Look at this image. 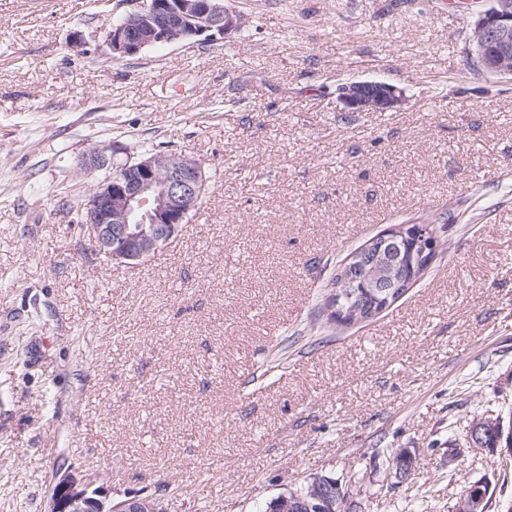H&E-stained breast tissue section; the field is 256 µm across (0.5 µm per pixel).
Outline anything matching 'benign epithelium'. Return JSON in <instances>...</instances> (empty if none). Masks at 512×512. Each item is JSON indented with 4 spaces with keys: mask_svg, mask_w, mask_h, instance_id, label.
Listing matches in <instances>:
<instances>
[{
    "mask_svg": "<svg viewBox=\"0 0 512 512\" xmlns=\"http://www.w3.org/2000/svg\"><path fill=\"white\" fill-rule=\"evenodd\" d=\"M129 10L107 31L110 59H122L156 45L200 44L225 38L241 27V17L224 0H128ZM471 55L487 74L512 75V8L487 11L477 19L471 37ZM340 101L349 112H374L395 108L405 97L386 82L355 81L342 88ZM110 164L104 152L93 149L84 159L92 172ZM206 184L201 161L183 155L180 162L162 152L127 157L117 173L98 183L85 199L84 222L93 252L112 263L138 266L162 248L188 223ZM416 230L402 227L370 240L343 264L347 271L373 266L379 273L367 284V294L384 301L395 299L408 287L404 264L414 255L431 251ZM504 420L479 419L466 429L465 441L473 453L487 451L486 435L503 427ZM403 455L394 451L388 459L386 479H402ZM283 512H358L338 481L315 476L299 492L282 498ZM47 512H161L147 499L106 501L97 489L70 473L54 485ZM456 512H487V493L475 485L459 500Z\"/></svg>",
    "mask_w": 512,
    "mask_h": 512,
    "instance_id": "1",
    "label": "benign epithelium"
}]
</instances>
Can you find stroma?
<instances>
[{
    "instance_id": "obj_1",
    "label": "stroma",
    "mask_w": 512,
    "mask_h": 512,
    "mask_svg": "<svg viewBox=\"0 0 512 512\" xmlns=\"http://www.w3.org/2000/svg\"><path fill=\"white\" fill-rule=\"evenodd\" d=\"M226 3L228 38L112 61L124 0H0V512H46L66 472L164 512H265L317 474L361 512H455L478 482L512 512L507 449L465 442L512 415V75L468 58L495 0ZM354 80L405 101L346 111ZM115 144L209 176L136 267L94 253L61 198ZM442 212L402 297L329 322L349 254ZM503 424L504 420L500 416L473 421L466 429L465 441L467 447L476 455H483L488 448H498L501 443H505V446L510 448L512 445L511 425L510 430L509 428L505 429L504 433L493 432L490 434L493 430L502 429ZM487 434L490 435L486 439Z\"/></svg>"
}]
</instances>
